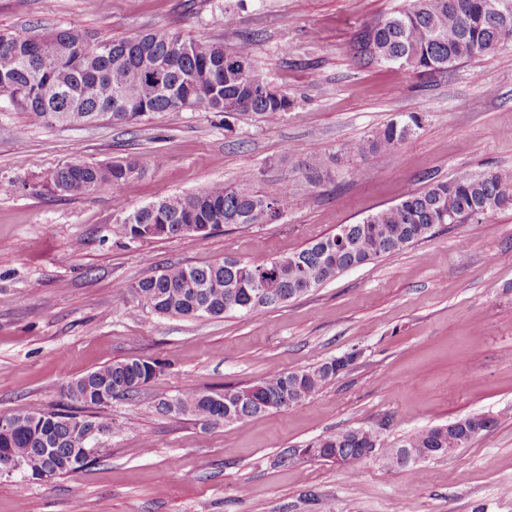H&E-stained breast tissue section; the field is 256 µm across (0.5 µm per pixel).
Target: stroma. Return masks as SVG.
<instances>
[{
	"instance_id": "stroma-1",
	"label": "stroma",
	"mask_w": 512,
	"mask_h": 512,
	"mask_svg": "<svg viewBox=\"0 0 512 512\" xmlns=\"http://www.w3.org/2000/svg\"><path fill=\"white\" fill-rule=\"evenodd\" d=\"M405 0H0V30L78 26L100 39L147 31L245 50L293 105L274 121L171 112L47 128L0 98V414L70 411L64 386L129 358L161 369L101 413L103 449L44 481L0 476V512H512V209L453 224L272 309L187 319L133 313L118 288L171 265L301 250L423 190L428 177L512 172V42L414 75L364 67L350 42ZM420 126L378 165L348 152L391 120ZM135 160L138 175L89 196L56 190L62 163ZM293 195L278 220L206 238L115 241L109 225L209 184ZM313 399L225 424L170 417L155 398L209 392L346 354ZM497 424L423 463L415 479L373 457L347 468L288 458L328 434L394 443L472 414Z\"/></svg>"
}]
</instances>
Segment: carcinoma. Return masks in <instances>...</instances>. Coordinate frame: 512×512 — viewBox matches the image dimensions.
I'll list each match as a JSON object with an SVG mask.
<instances>
[{"label":"carcinoma","instance_id":"1","mask_svg":"<svg viewBox=\"0 0 512 512\" xmlns=\"http://www.w3.org/2000/svg\"><path fill=\"white\" fill-rule=\"evenodd\" d=\"M406 8L364 24L352 40L354 57L365 65L388 64L416 73L443 72L448 67L500 44V31L512 30V8L496 11L497 0H407ZM0 96L8 97L48 128L93 123L107 119L126 124L162 112L251 113L264 119L288 111L292 102L275 90L252 67L243 50L224 47L203 38L184 39L177 34L146 32L119 40H93L78 27L49 30L32 37L22 31H0ZM420 127L419 117L394 120L365 143L349 150L383 160ZM133 160L92 164L74 159L59 166L50 177L53 187L66 194L83 195L101 187L119 188L137 174ZM292 194L283 182L280 196L269 199L247 184L215 183L187 195L163 196L118 219L110 228L118 241L162 237L154 229L170 225L176 237L181 224L209 226L205 237L226 224H270ZM512 208V174L485 171L463 173L451 181H435L398 203L381 209L358 224L322 237L308 247L270 261H245L232 253L203 266H170L157 275L123 287L137 307L151 313L185 318L219 317L227 312L251 314L275 307L308 289L304 277L317 288L339 274L397 253L423 240L441 224L474 223L499 210ZM159 365L141 358L115 361L92 370L66 385L73 406L91 411L96 426L107 432L112 423L94 413L104 406L101 393L131 396L150 382ZM336 379V361L303 367L257 384L226 386L211 392L186 391L172 399L180 405L173 413L167 396L158 398L162 414L193 415L233 423L269 411L291 408L312 399ZM76 415L29 409L0 415L15 422L0 433V453L25 463L31 474L49 477L67 474L87 464L99 451L91 442L90 454L75 433ZM486 414L467 416L433 426L384 445L370 428H350L314 442L321 456L353 468L368 459L367 449L388 464L407 467L416 476L415 459L439 448H464L495 426Z\"/></svg>","mask_w":512,"mask_h":512}]
</instances>
